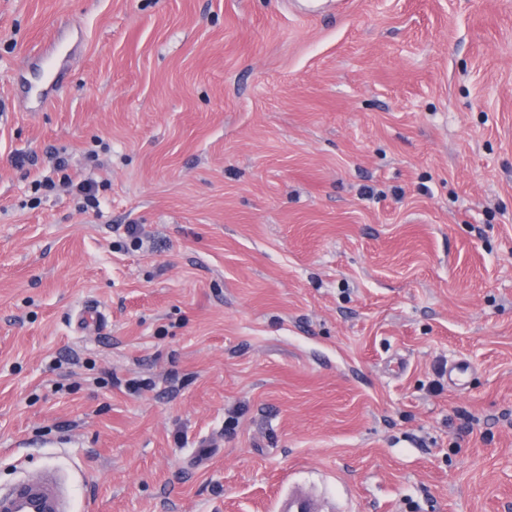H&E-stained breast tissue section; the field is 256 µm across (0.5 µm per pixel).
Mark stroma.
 Returning <instances> with one entry per match:
<instances>
[{"instance_id": "35a3bbf8", "label": "stroma", "mask_w": 512, "mask_h": 512, "mask_svg": "<svg viewBox=\"0 0 512 512\" xmlns=\"http://www.w3.org/2000/svg\"><path fill=\"white\" fill-rule=\"evenodd\" d=\"M301 4L0 0V487L512 512V0Z\"/></svg>"}]
</instances>
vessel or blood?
I'll return each mask as SVG.
<instances>
[{
    "label": "vessel or blood",
    "instance_id": "b4317fda",
    "mask_svg": "<svg viewBox=\"0 0 512 512\" xmlns=\"http://www.w3.org/2000/svg\"><path fill=\"white\" fill-rule=\"evenodd\" d=\"M0 512H72L71 494L52 469L0 488ZM275 512H316L312 497L294 491L277 500Z\"/></svg>",
    "mask_w": 512,
    "mask_h": 512
}]
</instances>
